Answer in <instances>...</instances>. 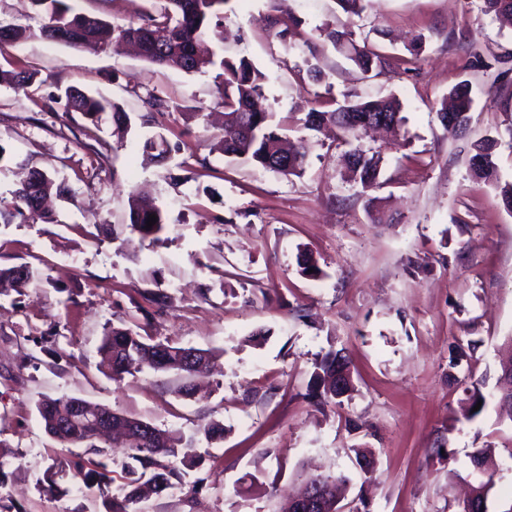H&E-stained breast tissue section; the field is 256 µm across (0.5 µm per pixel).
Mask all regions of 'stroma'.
Returning a JSON list of instances; mask_svg holds the SVG:
<instances>
[{
    "label": "stroma",
    "instance_id": "obj_1",
    "mask_svg": "<svg viewBox=\"0 0 512 512\" xmlns=\"http://www.w3.org/2000/svg\"><path fill=\"white\" fill-rule=\"evenodd\" d=\"M165 0H79L90 15L137 23ZM311 33L346 22L388 60L362 73L327 42L284 48L269 18ZM224 54L266 75L265 105L294 117L289 136L313 147L302 176H283L213 150L220 131L200 113L218 111L213 73H185L122 48L77 50L33 37L0 49V67L37 71L25 94L0 85V196L30 167L71 193L54 199L53 222L0 223V268L29 265L36 281L0 294V443L10 476L0 512H105V497L76 466L94 456L120 477L122 445L66 448L45 432L35 404L76 397L140 418L191 445L182 481L139 504L140 512H281L316 476L343 481V512H460L479 475L472 454L493 448L489 512L512 507V421L474 413L470 392L496 388L499 356L512 342V214L497 183L512 182V24L484 13L483 0H374L345 17L336 0H229ZM316 66L321 80L308 72ZM469 81V132L451 136L438 117L449 89ZM74 87L129 112L92 125L60 98ZM166 101L165 114L144 100ZM58 96L53 108L47 96ZM396 96L398 135L359 139L379 152L376 185L350 180L346 146L305 129L320 101ZM164 136L157 161L146 139ZM498 139L497 182L476 178L471 145ZM144 192L167 224L157 239L123 246L128 198ZM312 253L317 277L299 273ZM169 297L158 308L152 297ZM218 353L195 395L181 378L144 370L112 380L100 367L106 327ZM469 359L450 368L451 349ZM347 358L353 389L340 403L307 396L314 364ZM224 426L206 440L200 425ZM444 454H437V446Z\"/></svg>",
    "mask_w": 512,
    "mask_h": 512
}]
</instances>
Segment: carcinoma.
Listing matches in <instances>:
<instances>
[{
    "label": "carcinoma",
    "mask_w": 512,
    "mask_h": 512,
    "mask_svg": "<svg viewBox=\"0 0 512 512\" xmlns=\"http://www.w3.org/2000/svg\"><path fill=\"white\" fill-rule=\"evenodd\" d=\"M229 0H167L168 6L157 13H145L136 26L111 25L108 22L77 11L66 0H30L34 14L41 19L38 28L40 35L51 41H58L77 49L102 52L112 44L124 41L138 45L141 56L148 62L178 68L186 73H199L217 68L216 90L219 103L224 108V125L220 138V150L224 155L247 162L253 166L269 170L283 176H298L305 170L306 159L311 149L307 141L293 149L283 144L284 126L275 120L274 113L263 104L262 84L266 75L245 59L235 60L218 56L211 51L200 53L199 45L212 35H217L224 6ZM373 0H336L342 13L348 17L361 14ZM33 34L30 26L20 24H0V47L16 45ZM317 39L331 43L344 51L348 58L363 72L382 70L387 67L386 59L367 46L357 44L346 25L332 24L319 30ZM0 82H6L23 91L36 82L32 71L0 70ZM67 107L80 113L97 126L103 115L111 114L112 122L121 135L131 130V119L122 108L103 98L90 96L77 89L65 91ZM473 98L469 83L459 82L449 92L447 101L438 113L440 121L451 134L466 129ZM382 115L389 120V129L401 128V104L398 99L382 98L374 100L346 99L332 110L312 109L303 119L305 128L318 131L331 124L336 126L341 140L349 144L366 130L365 125L354 120L367 116ZM498 141L491 137L474 145L471 158L472 170L480 179L491 178L496 167L493 161ZM350 168L359 179L362 188L374 185L380 175L382 159L379 155H368L354 149L349 154ZM65 183H58L48 172L33 169L27 178L12 192L10 207L0 208V222L11 224L27 218L47 220L51 216L42 211L45 199L54 193L57 196L68 194ZM150 215L157 217L156 223L146 227ZM166 215L163 209L149 199H136L130 209V236L123 244L131 246L134 238L144 240L163 230ZM34 281V272L26 264L0 269V290L21 288ZM158 341L142 336L134 329L107 327L101 339L99 352L107 362L112 379L117 381L126 374L139 372L145 368L157 370L151 349ZM171 349L168 367L164 371L192 378L199 368L205 367L213 359L209 350L193 349L175 343H166ZM338 353H329L315 363L309 397L319 403L334 402L350 392L352 382L336 391V360ZM503 386L495 396L499 417L512 421V356L501 364ZM77 402L75 397H43L36 405L46 433L55 441L68 447L92 445L95 437L90 428L78 432H58L53 426L57 418L67 416ZM190 455V448L180 447L179 441L165 438L154 430L151 438L144 442L129 441L128 458L131 462L123 466V483L116 494L105 501L106 512H138L137 504L144 492L159 493L171 488L181 480V471L173 463L163 464L160 457L176 458ZM84 479L101 484L112 481L107 464L93 459L88 460L84 469Z\"/></svg>",
    "instance_id": "obj_1"
}]
</instances>
